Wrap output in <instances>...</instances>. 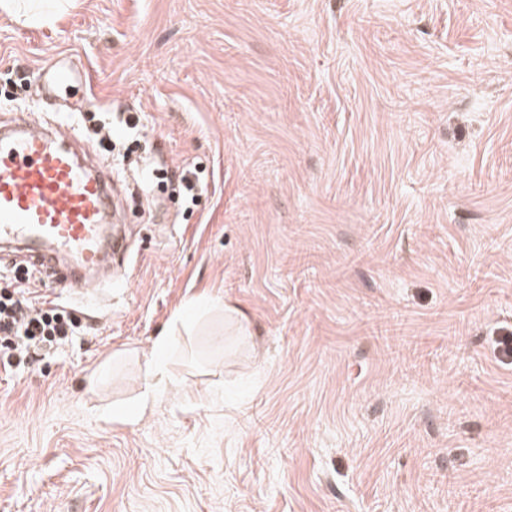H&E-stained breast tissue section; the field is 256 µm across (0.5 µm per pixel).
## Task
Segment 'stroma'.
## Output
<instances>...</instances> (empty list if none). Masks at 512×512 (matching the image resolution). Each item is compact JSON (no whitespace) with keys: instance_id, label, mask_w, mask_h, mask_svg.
Here are the masks:
<instances>
[{"instance_id":"35a3bbf8","label":"stroma","mask_w":512,"mask_h":512,"mask_svg":"<svg viewBox=\"0 0 512 512\" xmlns=\"http://www.w3.org/2000/svg\"><path fill=\"white\" fill-rule=\"evenodd\" d=\"M138 118L206 189L130 216L79 321L0 353V512H512V0H77L0 15V118ZM196 302L138 423L137 353ZM240 309L239 335L220 303ZM67 3L66 0H1L0 13L49 24ZM85 85L84 71L72 59L61 57L44 72L41 96L57 107H79L82 97H75Z\"/></svg>"}]
</instances>
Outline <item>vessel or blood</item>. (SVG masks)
Instances as JSON below:
<instances>
[{"mask_svg": "<svg viewBox=\"0 0 512 512\" xmlns=\"http://www.w3.org/2000/svg\"><path fill=\"white\" fill-rule=\"evenodd\" d=\"M86 84L72 59L55 60L45 71L42 97L57 107H75ZM78 140L62 144L50 129L34 127L27 113L0 126V254L23 246L36 268L65 272L77 291L89 292L91 268L115 257L125 243L108 166L82 155Z\"/></svg>", "mask_w": 512, "mask_h": 512, "instance_id": "b4317fda", "label": "vessel or blood"}]
</instances>
